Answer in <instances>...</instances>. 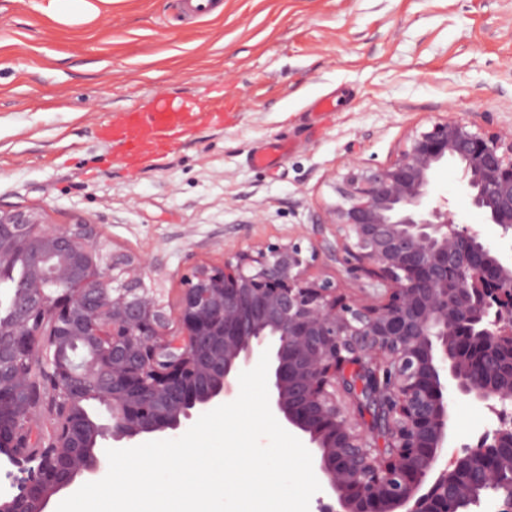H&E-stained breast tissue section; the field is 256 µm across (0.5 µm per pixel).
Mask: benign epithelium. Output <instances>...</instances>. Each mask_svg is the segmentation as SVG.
Masks as SVG:
<instances>
[{"label":"benign epithelium","instance_id":"7a95c632","mask_svg":"<svg viewBox=\"0 0 512 512\" xmlns=\"http://www.w3.org/2000/svg\"><path fill=\"white\" fill-rule=\"evenodd\" d=\"M445 164L484 223L512 233L511 130L489 135L446 118L413 131L395 160L355 157L332 181L335 199L317 223L335 225L347 263L382 286L372 303L309 276L316 244L269 243L195 267L172 314L146 285L152 265L106 253L90 221L53 225L40 211L0 208V265L27 264L12 319L0 322V407L28 383L13 361L43 351L44 317L60 345L112 337L103 365L57 372L46 390L71 398L95 378L111 416L61 437L63 448L98 449L97 464L74 457L38 495L41 512L103 467L104 441L174 433L193 411L233 400L239 374L266 349L270 409L307 442L336 512H481L490 497L512 512V258L458 222L448 198L431 197ZM351 357L390 375L370 390L387 412L382 431L343 388ZM456 398L497 423L446 460Z\"/></svg>","mask_w":512,"mask_h":512}]
</instances>
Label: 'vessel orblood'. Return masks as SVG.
<instances>
[{
  "label": "vessel or blood",
  "instance_id": "b4317fda",
  "mask_svg": "<svg viewBox=\"0 0 512 512\" xmlns=\"http://www.w3.org/2000/svg\"><path fill=\"white\" fill-rule=\"evenodd\" d=\"M191 119L190 106L163 99L149 111L130 112L120 121L101 127L99 136L119 143L126 159L136 166L145 158L164 155L176 147Z\"/></svg>",
  "mask_w": 512,
  "mask_h": 512
}]
</instances>
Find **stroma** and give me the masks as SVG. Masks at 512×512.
Segmentation results:
<instances>
[{
    "instance_id": "1",
    "label": "stroma",
    "mask_w": 512,
    "mask_h": 512,
    "mask_svg": "<svg viewBox=\"0 0 512 512\" xmlns=\"http://www.w3.org/2000/svg\"><path fill=\"white\" fill-rule=\"evenodd\" d=\"M41 2L0 0V206L93 222L105 251L154 262L146 283L171 313L184 277L223 266L225 251L317 236L311 276L375 301L336 227L318 222L334 174L356 155L390 162L413 130L447 118L512 129V0H219L214 17L189 15L183 0H113L71 26ZM163 94L234 108L194 125L175 153L130 167L98 130ZM281 139L283 163H251ZM433 193L500 245L454 167L438 170ZM493 422L454 402L449 454Z\"/></svg>"
}]
</instances>
